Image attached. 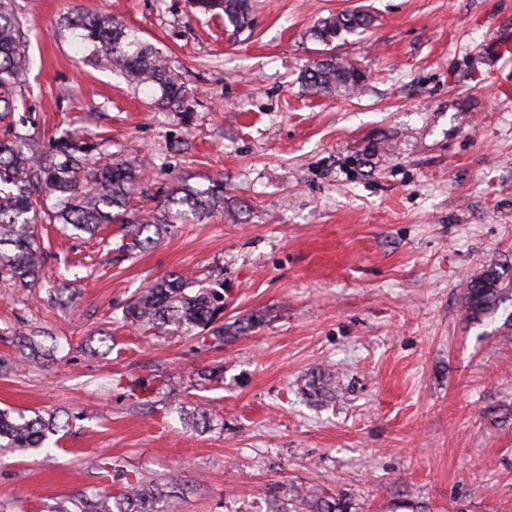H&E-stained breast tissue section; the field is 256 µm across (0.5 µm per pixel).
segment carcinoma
I'll use <instances>...</instances> for the list:
<instances>
[{
    "label": "carcinoma",
    "mask_w": 512,
    "mask_h": 512,
    "mask_svg": "<svg viewBox=\"0 0 512 512\" xmlns=\"http://www.w3.org/2000/svg\"><path fill=\"white\" fill-rule=\"evenodd\" d=\"M203 13H224V22L238 30L244 26L248 0H191ZM364 12L347 11L327 19L315 37L329 45L345 34L369 26ZM62 31L81 45L87 59L106 60L127 82L158 92L157 105L180 112L189 100L188 91L168 61L123 24L103 16L76 12L67 17ZM28 57L21 44L20 22L11 0H0V119L16 109L24 99L23 77ZM362 69L350 60L327 55L314 62L304 75L305 88L316 95L351 94L361 86ZM89 147L84 137L68 132L54 141L53 150L42 153L33 148L31 136L8 123L0 139V279L21 288H32L41 279L42 254L37 237L40 224H63L77 233L94 235L104 224L127 223L134 244L150 224L126 222L132 195L143 176L130 162L110 166H88ZM47 197L53 207L44 206ZM224 205V183L213 181L205 188L181 184L171 189L164 208L175 220H201ZM184 278L169 276L155 282L136 296L125 309L134 322L165 332H179L198 340L210 337L224 342L220 314L224 301L200 288L185 292ZM504 288L495 265L488 266L467 289L468 310L478 318L501 300ZM38 330L15 333L21 350L39 351ZM62 428L58 416L31 415L23 411L0 410V448L20 453H39L49 448L50 438ZM169 496L167 485L140 474L125 478L115 501L97 494L81 495L65 503L57 502L47 512H161L158 504Z\"/></svg>",
    "instance_id": "1"
}]
</instances>
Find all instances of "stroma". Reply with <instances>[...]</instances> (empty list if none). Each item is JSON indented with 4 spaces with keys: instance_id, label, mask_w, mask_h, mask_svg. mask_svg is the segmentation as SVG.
<instances>
[{
    "instance_id": "1",
    "label": "stroma",
    "mask_w": 512,
    "mask_h": 512,
    "mask_svg": "<svg viewBox=\"0 0 512 512\" xmlns=\"http://www.w3.org/2000/svg\"><path fill=\"white\" fill-rule=\"evenodd\" d=\"M13 5L38 148L75 130L93 159L146 164L132 209L152 241L53 227L46 271L70 301L0 283V357L17 359L23 328L47 349L0 375V408L70 420L49 455L0 449V512L119 493L107 459L174 486L168 512H267L306 492L349 512H512V299L465 307L488 265L512 281V68L491 75L512 0H251L237 31L188 0ZM359 8L366 31L315 37ZM75 11L169 59L186 111L82 61L59 32ZM330 49L364 71L354 94L303 88ZM211 179L223 208L168 220L173 185ZM172 272L223 290L222 347L124 320Z\"/></svg>"
}]
</instances>
